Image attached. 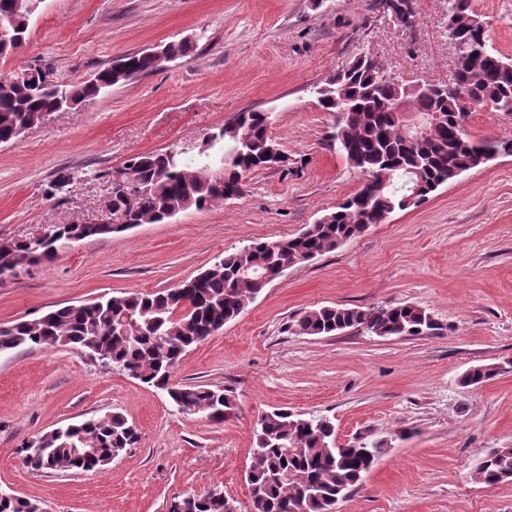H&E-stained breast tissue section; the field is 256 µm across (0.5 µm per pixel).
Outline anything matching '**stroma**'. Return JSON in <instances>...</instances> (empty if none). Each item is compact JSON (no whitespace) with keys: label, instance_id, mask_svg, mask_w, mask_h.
Wrapping results in <instances>:
<instances>
[{"label":"stroma","instance_id":"obj_1","mask_svg":"<svg viewBox=\"0 0 512 512\" xmlns=\"http://www.w3.org/2000/svg\"><path fill=\"white\" fill-rule=\"evenodd\" d=\"M491 45L512 57V0H473ZM405 28L379 0H42L23 49L0 74L40 66L49 79H90L134 51L182 38L190 56L51 113L0 144V239L51 224L97 222L105 174L135 155L197 153L236 112L270 113L287 169L248 175L241 197L161 224L89 238L0 282V325L102 296L157 292L224 252L298 234L358 192L365 177L332 140L335 115L315 86L359 55L392 77L451 82L448 0H413ZM74 175L54 189L59 171ZM412 303L438 321L421 336L350 331L295 335L297 313L325 305ZM498 364L478 387L465 372ZM176 383L231 388L235 415L180 413L165 392L57 346L0 353V488L45 512H168L173 498L223 488L249 504L257 418L273 409L328 417L338 445L385 447L339 512H512V481L477 482L493 448L512 447V154L439 187L335 251L289 267L236 320L193 346ZM115 412L138 440L96 472L27 467L21 447L53 428Z\"/></svg>","mask_w":512,"mask_h":512}]
</instances>
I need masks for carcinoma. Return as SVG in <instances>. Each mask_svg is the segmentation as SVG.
<instances>
[{
  "instance_id": "cac0c4a2",
  "label": "carcinoma",
  "mask_w": 512,
  "mask_h": 512,
  "mask_svg": "<svg viewBox=\"0 0 512 512\" xmlns=\"http://www.w3.org/2000/svg\"><path fill=\"white\" fill-rule=\"evenodd\" d=\"M41 0H0V21L11 25L0 36V58L25 41L28 22ZM448 38L456 50L455 92L423 82L384 78L370 57H360L317 90L320 105L336 113L333 139L350 166L365 176L361 189L299 234L253 242L199 272L197 288L177 286L152 293H128L51 309L38 318L0 332V353L15 349L69 346L103 357L134 379L167 392L178 409L223 421L235 413L233 391L206 384H174L171 376L184 354L212 330L239 317L264 288L261 277L308 262L367 230L376 214L395 206L403 211L423 203L440 186L481 165V158L512 154V139L476 141L466 132L473 107L512 115V59L489 46L486 25L471 0H449ZM176 60L188 55L190 41L164 44ZM163 70L148 50L123 56L79 83H59L40 69L26 80L0 76V143L14 142L41 117L73 109L133 77ZM436 112L441 121L416 141L405 134L406 115ZM270 117L242 110L205 140L197 155L183 159L170 150L131 157L106 173L112 178V214L133 224H158L182 212L240 197L252 172L288 166V155L269 135ZM133 177L150 187L137 199L121 194L118 182ZM124 228L112 223L51 224L35 239L0 240V279L17 267L50 260L60 243L110 236ZM293 333L331 336L360 331L380 337L420 336L438 329L424 308L326 305L304 310L289 326ZM500 367L469 369L466 386L483 384ZM246 481L249 512H335L336 501L362 483L381 454L382 444L355 440L337 446L336 428L322 416L305 418L284 409L262 414ZM137 442L133 424L121 413L44 432L26 442L25 463L37 470L92 471ZM86 448L92 454L85 455ZM474 478L494 485L512 481V447L491 449L476 465ZM231 498L213 488L177 498L169 512H229ZM0 512H41L40 503L0 493Z\"/></svg>"
}]
</instances>
